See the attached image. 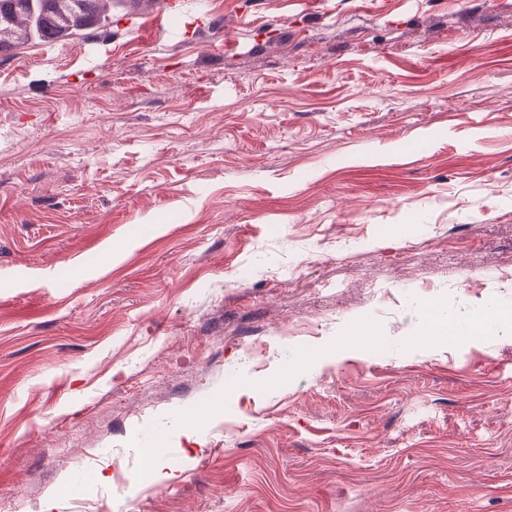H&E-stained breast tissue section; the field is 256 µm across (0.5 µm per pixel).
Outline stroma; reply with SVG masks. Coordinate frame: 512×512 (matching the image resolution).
Instances as JSON below:
<instances>
[{"instance_id":"1","label":"stroma","mask_w":512,"mask_h":512,"mask_svg":"<svg viewBox=\"0 0 512 512\" xmlns=\"http://www.w3.org/2000/svg\"><path fill=\"white\" fill-rule=\"evenodd\" d=\"M181 2L0 55V506L512 512V0ZM154 7L152 12L155 19L162 25L174 31H180V8L176 1L171 0H153ZM487 322L483 319H468L460 321L447 316V312L438 311L428 315L426 323L418 330L415 342L432 341L437 335H479L487 330ZM141 451L146 461L149 478L153 482L163 484L178 479V474H176L175 470L165 468L158 463L162 448H157L151 444L146 448H141Z\"/></svg>"}]
</instances>
